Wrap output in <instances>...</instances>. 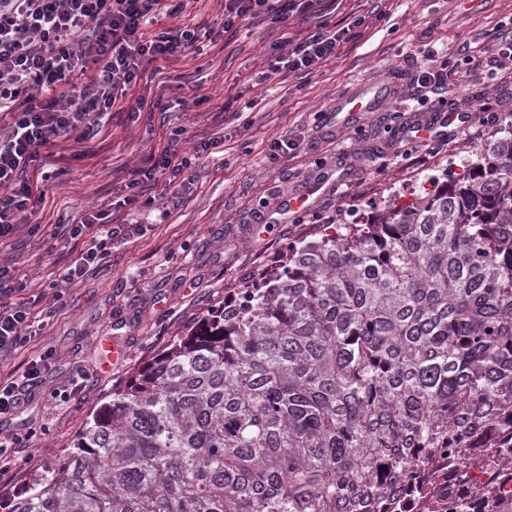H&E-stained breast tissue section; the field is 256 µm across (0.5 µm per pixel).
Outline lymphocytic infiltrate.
<instances>
[{"label":"lymphocytic infiltrate","instance_id":"1","mask_svg":"<svg viewBox=\"0 0 512 512\" xmlns=\"http://www.w3.org/2000/svg\"><path fill=\"white\" fill-rule=\"evenodd\" d=\"M169 0H0V112L11 122L0 133V241L18 231L36 236L41 224L26 214L46 198L48 168L59 138L75 134L85 142L99 135L113 110H124L132 91L152 83L170 60L194 45V30L173 26L153 37L143 28L169 12ZM324 0H224V27L268 17L323 12ZM346 29L317 31L291 50L271 45L272 73L312 71L336 57ZM455 64L444 59L420 68L406 87L420 98L435 95L446 104L448 76ZM213 137L186 148L178 132L166 134L138 183L156 173L178 177L196 156L223 145ZM105 214L89 211L58 226L67 242L83 241L79 258L57 284L54 301L66 288L107 258L114 241L142 236L141 224H105ZM9 263L0 262V364L11 360L37 332L35 308L42 295L23 296ZM57 356L47 350L27 361L21 373L0 377V418L16 415Z\"/></svg>","mask_w":512,"mask_h":512}]
</instances>
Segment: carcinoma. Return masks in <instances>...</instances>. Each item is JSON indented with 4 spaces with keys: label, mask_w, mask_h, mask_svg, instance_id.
I'll return each mask as SVG.
<instances>
[{
    "label": "carcinoma",
    "mask_w": 512,
    "mask_h": 512,
    "mask_svg": "<svg viewBox=\"0 0 512 512\" xmlns=\"http://www.w3.org/2000/svg\"><path fill=\"white\" fill-rule=\"evenodd\" d=\"M512 138L288 244L112 389L9 512H378L439 456L512 463Z\"/></svg>",
    "instance_id": "obj_1"
}]
</instances>
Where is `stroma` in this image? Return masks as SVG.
Wrapping results in <instances>:
<instances>
[{
    "mask_svg": "<svg viewBox=\"0 0 512 512\" xmlns=\"http://www.w3.org/2000/svg\"><path fill=\"white\" fill-rule=\"evenodd\" d=\"M179 2L177 15H160L147 28L151 34L175 24L197 30L198 41L174 67L179 86L136 89L129 110L111 113L91 140L87 158H72L68 147L58 151L45 203L30 221L107 208L126 194L135 169L166 132L181 130L191 146L222 128L231 138L222 152L196 160L182 180L162 175L150 183L145 194L152 206L118 212L119 222L146 225L144 235L116 245L106 262L68 288L60 311L15 355L17 366L44 349L58 360L10 424L18 435H29V456L11 483L0 481V493L21 488L30 474L66 453L84 422L111 400L113 386L185 335L245 279L269 269L288 243L328 222L363 223L366 203L390 192L423 193L429 177L462 172L491 134L512 129V83L488 71L461 79L453 107L481 113L456 124L454 147L439 154L422 146L394 157L400 123L430 109L405 94L401 82L388 85L381 111L347 122L333 114L337 102L361 85L393 71L412 75L431 52L444 50L454 59L465 47L482 50L512 23V0H328L321 20L296 15L231 32L223 28L218 0ZM358 17L364 20L361 37L341 43L335 60L310 74L262 80L272 42L306 37L323 20L342 27ZM158 95L168 112L154 110ZM134 108L139 118L131 117ZM287 137L296 140V149L270 163L272 143ZM319 177L324 185L310 197L304 223L282 219L251 232L250 214L261 202L301 195ZM78 254L23 232L0 244V257L11 260L14 276L31 294L61 280ZM102 338L126 343L128 356L109 362L98 345ZM76 387L81 398L59 401V394Z\"/></svg>",
    "mask_w": 512,
    "mask_h": 512,
    "instance_id": "1",
    "label": "stroma"
}]
</instances>
